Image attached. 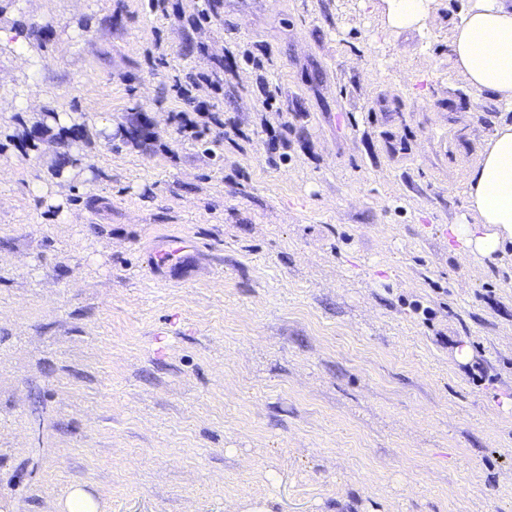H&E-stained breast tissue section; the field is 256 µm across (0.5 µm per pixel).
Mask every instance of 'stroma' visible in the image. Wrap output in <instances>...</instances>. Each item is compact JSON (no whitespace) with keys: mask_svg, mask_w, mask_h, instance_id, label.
<instances>
[{"mask_svg":"<svg viewBox=\"0 0 512 512\" xmlns=\"http://www.w3.org/2000/svg\"><path fill=\"white\" fill-rule=\"evenodd\" d=\"M164 4L0 0V512H512V250L445 233L512 123L468 0ZM430 0H382L387 22L395 28L417 27L427 19ZM453 21L448 54L469 86L512 101V1L469 0ZM172 87L173 91L176 93V97L183 101V103L188 107L185 110L179 111L177 114V117L180 120L178 130L183 133H190L192 137L200 136L202 132L199 130V123L190 119L186 112H198L200 116H203L206 112H210V110L200 101H197V98L190 94V90L187 87H184L180 82L175 81V84ZM97 502L83 489L75 487L67 494L63 512H97Z\"/></svg>","mask_w":512,"mask_h":512,"instance_id":"obj_1","label":"stroma"}]
</instances>
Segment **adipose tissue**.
<instances>
[{"label": "adipose tissue", "instance_id": "adipose-tissue-1", "mask_svg": "<svg viewBox=\"0 0 512 512\" xmlns=\"http://www.w3.org/2000/svg\"><path fill=\"white\" fill-rule=\"evenodd\" d=\"M455 69L470 87L512 101V0H469L454 21L448 44ZM468 207L475 224H452L448 237L461 256L496 260L512 246V124L498 125L466 175Z\"/></svg>", "mask_w": 512, "mask_h": 512}]
</instances>
